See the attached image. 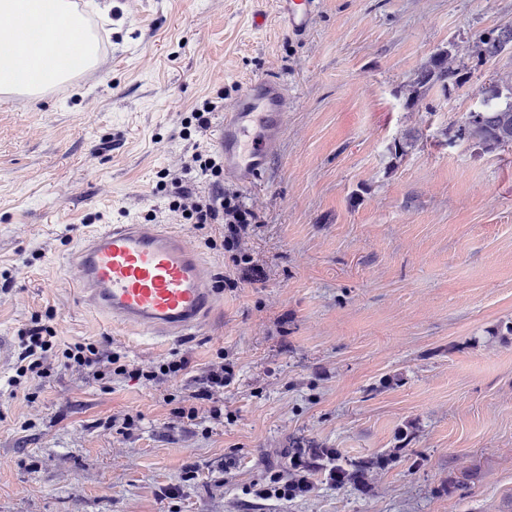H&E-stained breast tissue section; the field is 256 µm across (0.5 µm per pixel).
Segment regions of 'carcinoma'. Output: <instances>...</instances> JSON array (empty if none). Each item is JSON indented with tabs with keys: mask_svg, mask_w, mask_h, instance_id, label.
<instances>
[{
	"mask_svg": "<svg viewBox=\"0 0 512 512\" xmlns=\"http://www.w3.org/2000/svg\"><path fill=\"white\" fill-rule=\"evenodd\" d=\"M512 55V26L493 28L475 34L470 59L484 65ZM466 65L456 61L451 49L441 50L422 63L407 85L408 97H419L424 90L439 84L442 89L465 82ZM482 106L465 113L457 123L454 137L490 153L512 146V78H499L482 91ZM309 472L321 473L338 487L364 483L366 471L374 461H351L339 453H316L307 458Z\"/></svg>",
	"mask_w": 512,
	"mask_h": 512,
	"instance_id": "obj_1",
	"label": "carcinoma"
}]
</instances>
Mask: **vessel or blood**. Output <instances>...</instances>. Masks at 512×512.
I'll list each match as a JSON object with an SVG mask.
<instances>
[{"instance_id":"vessel-or-blood-1","label":"vessel or blood","mask_w":512,"mask_h":512,"mask_svg":"<svg viewBox=\"0 0 512 512\" xmlns=\"http://www.w3.org/2000/svg\"><path fill=\"white\" fill-rule=\"evenodd\" d=\"M320 0H273L268 16L296 37L307 34ZM288 85L271 75L246 84L224 110L214 142L225 178L253 185L278 151L286 131ZM76 283L90 308L113 324L146 336H189L201 329L217 302L214 274L194 241L163 224H108L72 255Z\"/></svg>"}]
</instances>
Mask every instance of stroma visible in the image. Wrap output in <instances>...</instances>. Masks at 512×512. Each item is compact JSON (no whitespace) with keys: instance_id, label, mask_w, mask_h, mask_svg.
I'll list each match as a JSON object with an SVG mask.
<instances>
[{"instance_id":"stroma-1","label":"stroma","mask_w":512,"mask_h":512,"mask_svg":"<svg viewBox=\"0 0 512 512\" xmlns=\"http://www.w3.org/2000/svg\"><path fill=\"white\" fill-rule=\"evenodd\" d=\"M108 2L95 71L0 105V512H512V147L453 137L512 58L406 92L433 53L467 60L475 33L512 25V0H323L302 38L254 28L262 0ZM264 75L297 96L286 134L257 187L224 182L258 227L234 252L222 225L181 227L220 304L165 342L112 326L81 300L72 252L98 225L166 215L157 173L200 138L183 118ZM35 318L63 346L190 366L160 384L54 369L13 399ZM219 357L221 418L175 421ZM297 446L391 462L364 489L318 477L304 497L253 496Z\"/></svg>"}]
</instances>
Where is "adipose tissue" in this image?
<instances>
[{
  "label": "adipose tissue",
  "mask_w": 512,
  "mask_h": 512,
  "mask_svg": "<svg viewBox=\"0 0 512 512\" xmlns=\"http://www.w3.org/2000/svg\"><path fill=\"white\" fill-rule=\"evenodd\" d=\"M72 48L83 69L96 67L98 38L69 0H0L1 95L39 99L50 85L71 83Z\"/></svg>",
  "instance_id": "1"
}]
</instances>
